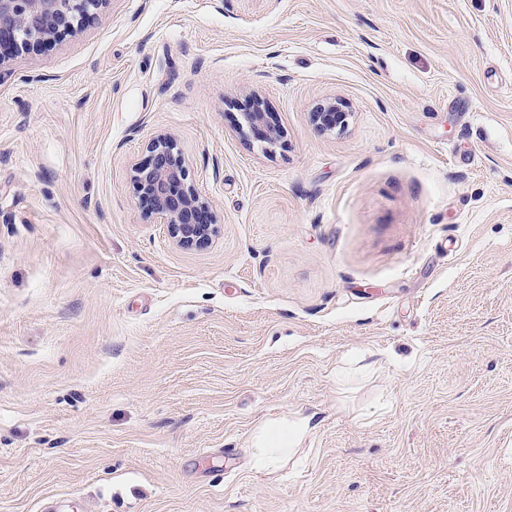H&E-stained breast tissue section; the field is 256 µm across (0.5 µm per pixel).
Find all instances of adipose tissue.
<instances>
[{
	"label": "adipose tissue",
	"mask_w": 512,
	"mask_h": 512,
	"mask_svg": "<svg viewBox=\"0 0 512 512\" xmlns=\"http://www.w3.org/2000/svg\"><path fill=\"white\" fill-rule=\"evenodd\" d=\"M310 429V421L306 418L289 423L273 422L261 427L255 433L250 448L253 468L263 472L279 467Z\"/></svg>",
	"instance_id": "obj_1"
}]
</instances>
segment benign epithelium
<instances>
[{
	"instance_id": "1",
	"label": "benign epithelium",
	"mask_w": 512,
	"mask_h": 512,
	"mask_svg": "<svg viewBox=\"0 0 512 512\" xmlns=\"http://www.w3.org/2000/svg\"><path fill=\"white\" fill-rule=\"evenodd\" d=\"M106 0H0V66L14 52L50 42L62 35H76L82 20ZM344 104L332 101L314 117L328 129L345 120ZM243 122L256 140L269 149L280 138L260 105L243 113ZM150 159L132 168V182L160 223L167 225L176 244L191 249L212 242L216 229L209 204L188 182V171L176 145L165 137L149 147Z\"/></svg>"
}]
</instances>
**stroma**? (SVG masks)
<instances>
[{
	"mask_svg": "<svg viewBox=\"0 0 512 512\" xmlns=\"http://www.w3.org/2000/svg\"><path fill=\"white\" fill-rule=\"evenodd\" d=\"M159 136L208 246L134 191ZM55 502L512 512V0H108L10 57L0 512ZM345 105L339 101H332L320 107L319 112H315L314 117L319 123L328 129L335 128L344 122L346 112L343 107ZM242 130L244 126L247 131H251L256 140L265 145V149L275 146L280 138V132L271 126L266 119V113L263 112L260 105L253 106L250 112L243 113ZM311 429L307 418L291 423L273 422L261 427L253 436L250 448L253 468L263 472L279 467Z\"/></svg>",
	"mask_w": 512,
	"mask_h": 512,
	"instance_id": "35a3bbf8",
	"label": "stroma"
}]
</instances>
